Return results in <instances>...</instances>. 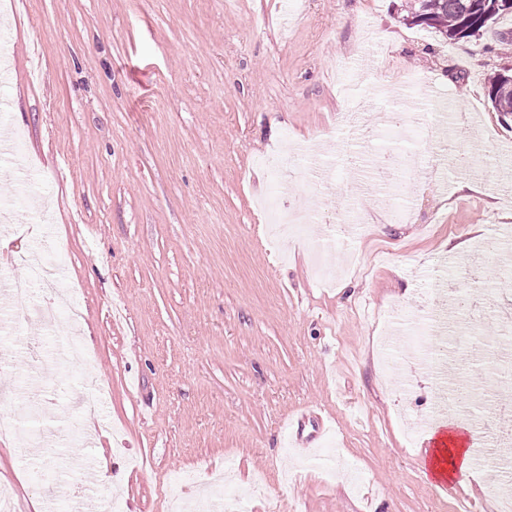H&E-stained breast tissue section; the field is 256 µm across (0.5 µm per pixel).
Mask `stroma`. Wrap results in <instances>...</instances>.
I'll return each instance as SVG.
<instances>
[{"label": "stroma", "mask_w": 512, "mask_h": 512, "mask_svg": "<svg viewBox=\"0 0 512 512\" xmlns=\"http://www.w3.org/2000/svg\"><path fill=\"white\" fill-rule=\"evenodd\" d=\"M404 6L0 0V28L12 36L0 103L26 154L22 170L0 160V199L32 183L46 219L10 231L0 267L53 245L82 310L45 336L51 370L35 372L20 356L0 374L1 421L73 436L26 455L17 438H0V483L13 486L19 512H33L48 487L57 494L46 512H180L228 465L245 512H494L484 494L491 467H474L472 483L426 476L428 435L452 418H434L424 368L398 391L409 355L381 344L402 325L394 308L418 313L432 258L445 253L466 271L455 289L472 276L495 283L470 291L468 356L448 379L483 389L494 374L512 245L479 253L474 243L512 226L500 193L512 159L485 162L512 148V117L495 112L487 92L491 73H512V51L499 43L512 16L446 42L403 21ZM345 66L369 87L419 75L460 112L479 113V142L458 148L480 178L449 167L431 184L402 142L337 140L351 109L338 91ZM291 145L347 157L328 190L308 191L312 173L298 169L287 202L313 213L347 205L342 184L365 177V157L403 161L411 221L388 222L362 198L372 235L322 251L327 284L310 250L327 226L275 236L256 207L268 183L256 158ZM89 377L103 385L91 426L78 406ZM309 407L334 422L331 459L316 466L283 428Z\"/></svg>", "instance_id": "stroma-1"}]
</instances>
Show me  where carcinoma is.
I'll use <instances>...</instances> for the list:
<instances>
[{
	"instance_id": "1",
	"label": "carcinoma",
	"mask_w": 512,
	"mask_h": 512,
	"mask_svg": "<svg viewBox=\"0 0 512 512\" xmlns=\"http://www.w3.org/2000/svg\"><path fill=\"white\" fill-rule=\"evenodd\" d=\"M509 13L512 8L505 6L503 0H408L403 20L432 28L456 41L475 36L490 22ZM488 97L495 111L512 114V75L497 72L489 76Z\"/></svg>"
}]
</instances>
